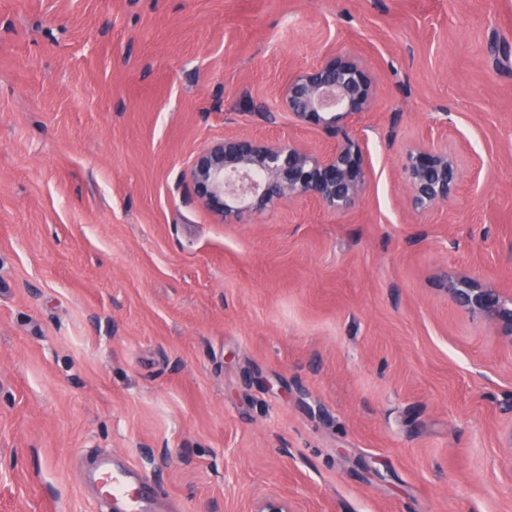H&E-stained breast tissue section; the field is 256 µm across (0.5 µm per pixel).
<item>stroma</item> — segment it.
Segmentation results:
<instances>
[{
	"label": "stroma",
	"instance_id": "obj_1",
	"mask_svg": "<svg viewBox=\"0 0 512 512\" xmlns=\"http://www.w3.org/2000/svg\"><path fill=\"white\" fill-rule=\"evenodd\" d=\"M336 132L277 90L326 51ZM251 132L369 164L354 207L217 221L193 156ZM480 157L408 209L411 147ZM512 0H0V512H97L108 450L177 512H512ZM282 109L299 123L334 132L340 121L366 112L374 100L367 71L350 57L329 54L292 75L279 93ZM447 288L463 306L497 324L512 340V299L508 306L497 289L482 286L473 278H448Z\"/></svg>",
	"mask_w": 512,
	"mask_h": 512
}]
</instances>
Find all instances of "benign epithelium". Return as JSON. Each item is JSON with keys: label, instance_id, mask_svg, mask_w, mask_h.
I'll list each match as a JSON object with an SVG mask.
<instances>
[{"label": "benign epithelium", "instance_id": "benign-epithelium-1", "mask_svg": "<svg viewBox=\"0 0 512 512\" xmlns=\"http://www.w3.org/2000/svg\"><path fill=\"white\" fill-rule=\"evenodd\" d=\"M279 100L297 122L333 132L339 122L371 107L374 90L362 66L333 53L292 75ZM403 173L414 211L446 203L461 179L456 154L434 143L408 150ZM367 174L364 153L351 139L313 151L285 139L264 142L248 132L226 135L202 149L188 171L198 199L226 224L283 202L314 200L329 211H346L359 200ZM447 288L463 306L512 338V301L503 300L497 289L473 278H450Z\"/></svg>", "mask_w": 512, "mask_h": 512}]
</instances>
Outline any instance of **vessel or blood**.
Segmentation results:
<instances>
[{"label":"vessel or blood","instance_id":"b4317fda","mask_svg":"<svg viewBox=\"0 0 512 512\" xmlns=\"http://www.w3.org/2000/svg\"><path fill=\"white\" fill-rule=\"evenodd\" d=\"M82 478L97 485L101 512H163L170 504L151 477L106 451L92 453Z\"/></svg>","mask_w":512,"mask_h":512}]
</instances>
